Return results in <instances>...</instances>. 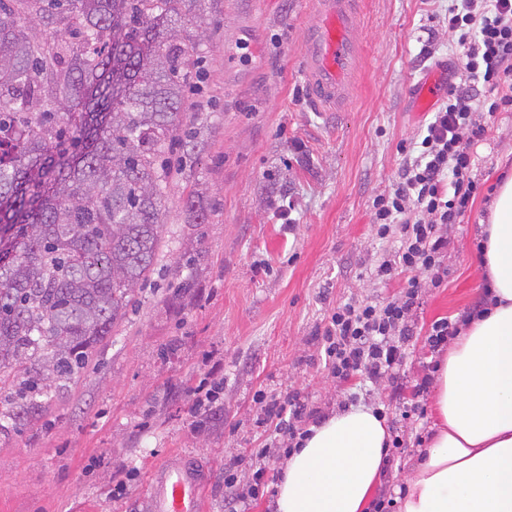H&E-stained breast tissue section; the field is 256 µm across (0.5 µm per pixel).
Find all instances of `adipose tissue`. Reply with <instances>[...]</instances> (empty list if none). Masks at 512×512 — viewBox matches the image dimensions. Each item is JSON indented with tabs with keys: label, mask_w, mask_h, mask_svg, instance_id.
I'll list each match as a JSON object with an SVG mask.
<instances>
[{
	"label": "adipose tissue",
	"mask_w": 512,
	"mask_h": 512,
	"mask_svg": "<svg viewBox=\"0 0 512 512\" xmlns=\"http://www.w3.org/2000/svg\"><path fill=\"white\" fill-rule=\"evenodd\" d=\"M487 308L448 344L435 376V432L404 477L401 512H512V177L481 231ZM385 419L352 406L290 454L276 512H364L387 465Z\"/></svg>",
	"instance_id": "1"
}]
</instances>
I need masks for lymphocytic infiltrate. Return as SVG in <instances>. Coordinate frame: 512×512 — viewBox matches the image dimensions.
Returning a JSON list of instances; mask_svg holds the SVG:
<instances>
[{
    "instance_id": "f902f5d3",
    "label": "lymphocytic infiltrate",
    "mask_w": 512,
    "mask_h": 512,
    "mask_svg": "<svg viewBox=\"0 0 512 512\" xmlns=\"http://www.w3.org/2000/svg\"><path fill=\"white\" fill-rule=\"evenodd\" d=\"M463 72L449 84L448 98L434 112L406 154L397 185L373 202L372 231L395 240L396 250L382 257L372 275L388 283L403 278L401 289L386 302L349 301L337 306L325 326L321 344L325 364L338 381L356 376L387 381L392 401L407 400L404 417L423 419L429 378L406 387L400 369L414 332L419 305V273L440 285L442 259L448 249V227L460 223L480 190L469 152L485 137L484 112L512 108V0H459L448 10ZM264 423L273 425V445L291 453L321 417L299 395L268 398L258 392ZM266 469H253L247 489H239L233 468L224 470V512H246L262 498Z\"/></svg>"
}]
</instances>
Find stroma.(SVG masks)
I'll return each mask as SVG.
<instances>
[{
	"label": "stroma",
	"mask_w": 512,
	"mask_h": 512,
	"mask_svg": "<svg viewBox=\"0 0 512 512\" xmlns=\"http://www.w3.org/2000/svg\"><path fill=\"white\" fill-rule=\"evenodd\" d=\"M364 3V62L340 112L307 105L304 0H202L185 17L187 32L206 37L190 65L198 90L186 92L177 144L161 156L170 174L157 260L82 373L41 414L0 431V512H144L152 469L186 455L209 475L206 512H224L225 464L268 441L256 391L300 393L327 416L353 398L387 402L365 378L336 381L319 337L339 303H381L400 289L370 274L394 249L372 236L373 200L396 183L402 147L430 119L412 85L458 59L445 22L452 0ZM429 39L434 56L418 64ZM489 126L470 152L476 180L491 187L512 174V112ZM488 218L480 194L448 228L443 282L425 286L413 315L408 380L432 360L430 325L483 298L478 232ZM208 374L223 392L211 413L192 416ZM263 455L271 490L249 512H274L286 459Z\"/></svg>",
	"instance_id": "35a3bbf8"
}]
</instances>
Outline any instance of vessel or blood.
Wrapping results in <instances>:
<instances>
[{"instance_id":"vessel-or-blood-1","label":"vessel or blood","mask_w":512,"mask_h":512,"mask_svg":"<svg viewBox=\"0 0 512 512\" xmlns=\"http://www.w3.org/2000/svg\"><path fill=\"white\" fill-rule=\"evenodd\" d=\"M362 0H308L316 17L305 34L302 77L313 109L343 110L362 52ZM207 477L191 460L157 467L144 495L148 512H204Z\"/></svg>"}]
</instances>
